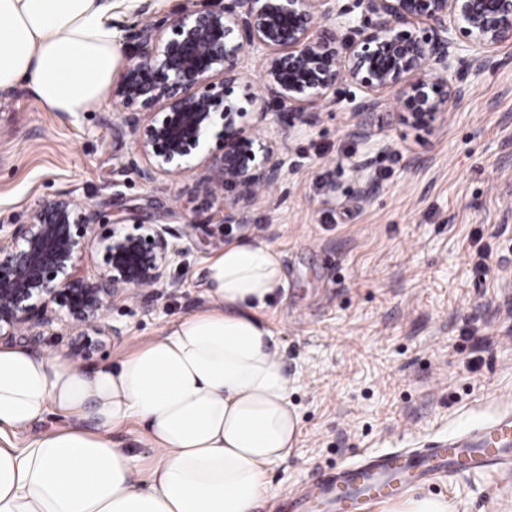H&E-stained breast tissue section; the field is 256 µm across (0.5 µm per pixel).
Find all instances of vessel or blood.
<instances>
[{"label": "vessel or blood", "instance_id": "1", "mask_svg": "<svg viewBox=\"0 0 512 512\" xmlns=\"http://www.w3.org/2000/svg\"><path fill=\"white\" fill-rule=\"evenodd\" d=\"M512 473V411L422 448H388L320 473L316 498L302 492L288 500L290 512H374L382 503L451 475Z\"/></svg>", "mask_w": 512, "mask_h": 512}]
</instances>
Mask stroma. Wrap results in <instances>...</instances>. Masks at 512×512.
Instances as JSON below:
<instances>
[{
    "mask_svg": "<svg viewBox=\"0 0 512 512\" xmlns=\"http://www.w3.org/2000/svg\"><path fill=\"white\" fill-rule=\"evenodd\" d=\"M193 0H112L122 55L142 17H177ZM465 89L446 119L407 126L400 88L383 96L369 138L353 130L354 85L336 89L318 123L280 134L283 180L243 223L219 218L224 196L203 166L148 185L127 173L133 135L114 101L71 117L21 82L0 92V220L69 194L101 222L191 228L184 266L167 284L115 302L122 336L86 367L116 362L201 308L209 259L250 240L281 255L285 286L264 317L293 380L299 432L272 465L256 512L364 452L448 439L512 410V44L489 65L456 63ZM481 241L498 270L482 278ZM451 512H512V477H456L430 488Z\"/></svg>",
    "mask_w": 512,
    "mask_h": 512,
    "instance_id": "1",
    "label": "stroma"
}]
</instances>
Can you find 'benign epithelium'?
<instances>
[{
	"label": "benign epithelium",
	"instance_id": "1",
	"mask_svg": "<svg viewBox=\"0 0 512 512\" xmlns=\"http://www.w3.org/2000/svg\"><path fill=\"white\" fill-rule=\"evenodd\" d=\"M369 22L351 25L338 0H221L186 8L171 23L145 20L115 90L122 109L112 122L135 137L141 162L131 172L143 184L175 175L206 146L216 116L222 154L210 156L209 180L231 194L223 221L284 177L277 138L259 136L247 116L263 121L268 109L280 130L319 118L320 107L342 83L360 88L355 134L368 138L379 119L381 95L404 85L408 118L432 126L459 96L455 51L476 62L512 42V0H365ZM347 30L339 41L340 29ZM264 60L260 93L249 88L244 58ZM152 241H147V238ZM163 224L97 226L69 195L43 201L18 220L0 225V342L22 335L31 343L55 321L77 329L69 357L86 359L102 337L123 335L102 318L119 299L166 281L187 246ZM101 262L88 277L81 262L90 247Z\"/></svg>",
	"mask_w": 512,
	"mask_h": 512
}]
</instances>
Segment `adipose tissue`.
I'll list each match as a JSON object with an SVG mask.
<instances>
[{"instance_id":"1","label":"adipose tissue","mask_w":512,"mask_h":512,"mask_svg":"<svg viewBox=\"0 0 512 512\" xmlns=\"http://www.w3.org/2000/svg\"><path fill=\"white\" fill-rule=\"evenodd\" d=\"M112 0H0V90L27 81L52 112L102 105L121 63ZM206 305L118 364L84 370L0 347V512H256L293 448L292 380L262 311L284 273L268 244L225 246ZM72 425L11 436L45 412ZM138 420L142 461L113 430Z\"/></svg>"}]
</instances>
